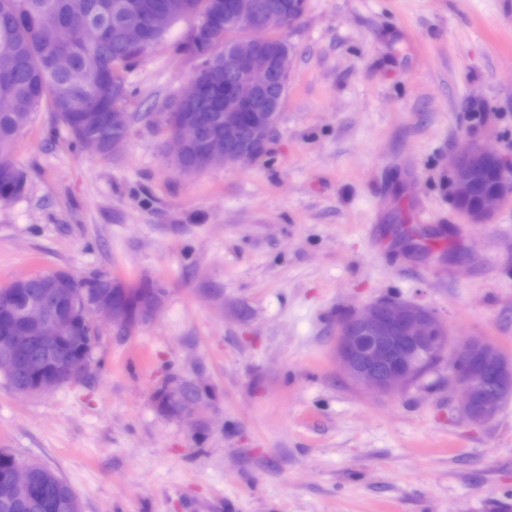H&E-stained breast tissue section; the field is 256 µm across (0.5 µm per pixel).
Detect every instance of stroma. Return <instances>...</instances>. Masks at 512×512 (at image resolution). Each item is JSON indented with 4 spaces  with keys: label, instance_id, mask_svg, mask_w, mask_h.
Masks as SVG:
<instances>
[{
    "label": "stroma",
    "instance_id": "1",
    "mask_svg": "<svg viewBox=\"0 0 512 512\" xmlns=\"http://www.w3.org/2000/svg\"><path fill=\"white\" fill-rule=\"evenodd\" d=\"M195 23L127 68L118 153L46 105L15 142L25 189L0 204V287L66 270L166 298L132 335L101 324L85 380L0 382V448L54 470L83 512L512 504V398L473 425L447 363L378 396L335 358L338 319L391 299L512 359V204L470 224L448 194L461 142L512 162V0H307L265 152L184 174L164 114L201 65L182 49ZM176 380L214 388L202 424L159 407Z\"/></svg>",
    "mask_w": 512,
    "mask_h": 512
}]
</instances>
